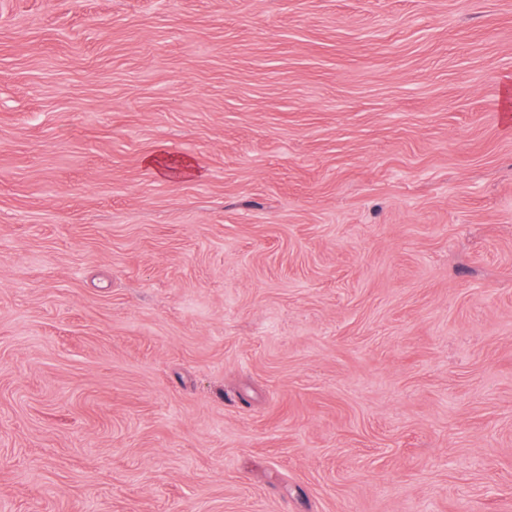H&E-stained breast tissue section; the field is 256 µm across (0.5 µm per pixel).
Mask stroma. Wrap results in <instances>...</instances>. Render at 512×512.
I'll list each match as a JSON object with an SVG mask.
<instances>
[{
  "instance_id": "obj_1",
  "label": "stroma",
  "mask_w": 512,
  "mask_h": 512,
  "mask_svg": "<svg viewBox=\"0 0 512 512\" xmlns=\"http://www.w3.org/2000/svg\"><path fill=\"white\" fill-rule=\"evenodd\" d=\"M0 512H512V0H0Z\"/></svg>"
}]
</instances>
